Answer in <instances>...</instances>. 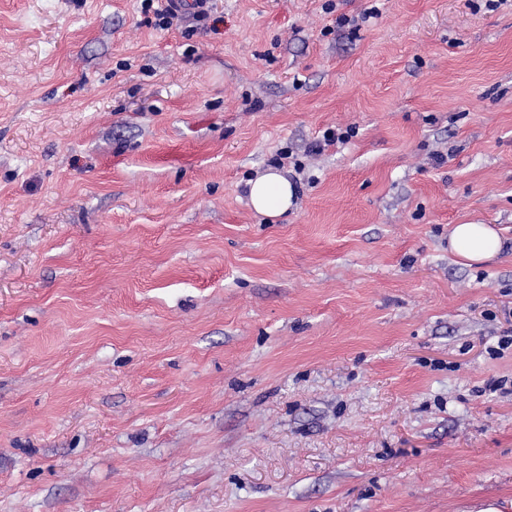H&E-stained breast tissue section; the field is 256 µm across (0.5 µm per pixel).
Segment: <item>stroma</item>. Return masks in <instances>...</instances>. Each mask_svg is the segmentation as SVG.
Instances as JSON below:
<instances>
[{
    "label": "stroma",
    "instance_id": "stroma-1",
    "mask_svg": "<svg viewBox=\"0 0 512 512\" xmlns=\"http://www.w3.org/2000/svg\"><path fill=\"white\" fill-rule=\"evenodd\" d=\"M211 6L0 0V512H512V0ZM155 0H142V7L145 10L154 9V15L156 16V19L158 20L157 25L159 27H168L172 24V21L175 19H180L182 16V12L180 10V4L176 3V1L168 0L166 3H164L161 8H154ZM289 181L283 173L269 168L256 174L248 181L249 202L252 209L258 214L269 218L279 217L290 209L295 197L297 179ZM449 244L465 265L491 260L504 248L500 234L488 224L454 225Z\"/></svg>",
    "mask_w": 512,
    "mask_h": 512
}]
</instances>
